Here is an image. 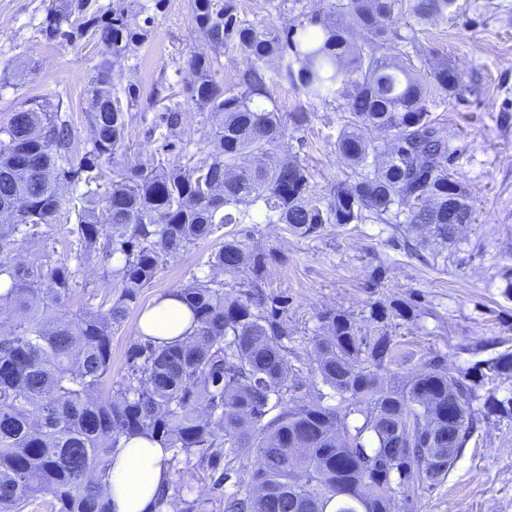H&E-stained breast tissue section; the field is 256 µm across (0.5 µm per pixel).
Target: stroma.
<instances>
[{
  "mask_svg": "<svg viewBox=\"0 0 512 512\" xmlns=\"http://www.w3.org/2000/svg\"><path fill=\"white\" fill-rule=\"evenodd\" d=\"M240 19L288 30L322 9L324 0H234ZM52 0H0V123L30 101L61 102L73 125V156L89 149V83L108 53L93 29L73 40L51 38L47 9ZM127 9L143 35L131 44L112 75L117 93L135 87L126 110L127 133L108 179L150 157L165 142L186 144L204 157L213 119L186 97L193 75L188 61L210 47L196 29L191 0H83L82 16L108 20ZM417 50L448 61L460 73V97L431 104L459 148L450 169L472 206L474 220L458 227L453 245L416 258L396 247L399 230L378 221L329 225L300 237L283 224H238L248 248L266 258V292L288 300V358L303 365L301 394L321 387L310 363L317 316L326 309L348 313L372 329L375 301L412 302L411 319L391 333L402 355L382 371L384 382L424 369L436 353L466 372L478 394L512 397V377L484 376L485 361L512 348V0H456L447 21L415 33ZM178 108L181 125L163 136L154 132L164 108ZM308 123L288 129L283 154L298 157L312 174L315 196L328 198L342 176L334 142L345 121L336 100L307 103ZM215 234L168 259L158 277L141 289L112 337V380L126 373V351L142 309L162 294L208 270L223 243ZM384 267L382 278L374 270ZM416 512H512V419L486 417L447 480L422 493Z\"/></svg>",
  "mask_w": 512,
  "mask_h": 512,
  "instance_id": "35a3bbf8",
  "label": "stroma"
}]
</instances>
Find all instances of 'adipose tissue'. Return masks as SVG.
<instances>
[{
  "label": "adipose tissue",
  "mask_w": 512,
  "mask_h": 512,
  "mask_svg": "<svg viewBox=\"0 0 512 512\" xmlns=\"http://www.w3.org/2000/svg\"><path fill=\"white\" fill-rule=\"evenodd\" d=\"M138 332L164 342L177 343L192 331L186 304L169 295L141 315ZM170 454L145 436L121 439L112 453L107 494L112 512H160V496L171 478Z\"/></svg>",
  "instance_id": "1"
}]
</instances>
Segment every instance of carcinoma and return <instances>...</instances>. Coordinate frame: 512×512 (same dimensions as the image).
Masks as SVG:
<instances>
[{"instance_id":"cac0c4a2","label":"carcinoma","mask_w":512,"mask_h":512,"mask_svg":"<svg viewBox=\"0 0 512 512\" xmlns=\"http://www.w3.org/2000/svg\"><path fill=\"white\" fill-rule=\"evenodd\" d=\"M455 0H329L323 14L281 32L238 18L235 5L212 9L192 0L197 28L211 46L237 43L246 58L235 85L214 80L216 56L189 60V98L215 122L206 157L128 169L101 193L81 174L110 162L122 147L125 112L111 110L112 70L139 37L124 14L100 28L112 58L91 82V144L72 159V126L62 105L43 100L15 110L0 126V512H22L51 497L55 512H109L103 494L109 457L124 436L158 439L170 465L197 463L213 486L234 480L224 512H414L419 492L447 478L476 429L478 399L466 376L435 356L425 369L396 385L380 371L394 364L397 342L387 327L413 311L406 301H376L361 334L345 312L318 315L313 370L324 389L315 398L290 397L302 368L288 360L286 309L264 291L265 256L233 235L208 267L228 275L244 270L243 290L228 292L213 274L178 289L192 315V333L165 344L138 336L127 350V374L102 394L112 375V334L141 288L167 259L228 224H285L302 236L328 224L383 221L403 225L416 245L444 247L457 225L472 220L461 186L448 172L454 157L448 135L427 106L440 94L461 93L462 79L445 61L427 65L401 50L416 37L392 26L394 12L418 24L448 20ZM72 14L68 0L51 8L53 33ZM387 53L377 54L378 49ZM285 82L306 101L343 100L348 113L336 137L344 179L325 204L310 186L312 174L296 158L280 157L285 121L304 126L303 103L283 118L266 104L268 83ZM391 140L378 145L366 133ZM84 183L71 230L76 248L63 258L45 245L37 266L18 260L52 223L60 184ZM117 267H112V261ZM93 264L115 276L119 294L107 307L65 309L77 277ZM491 377L512 375V351L485 363ZM460 404L459 420L442 415ZM484 413L512 416V398L483 397ZM257 467L249 468L250 458ZM160 504L207 512L208 501L188 499L174 481Z\"/></svg>"}]
</instances>
